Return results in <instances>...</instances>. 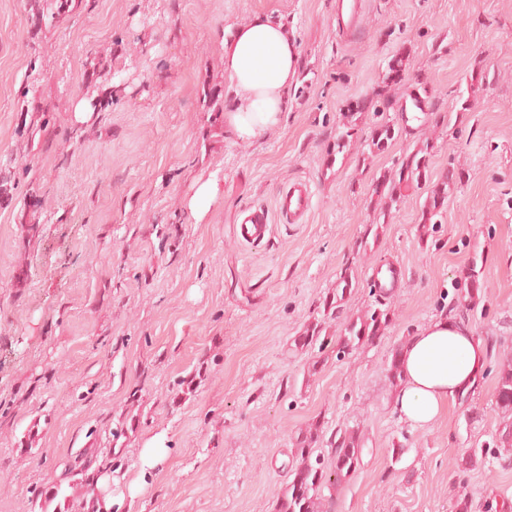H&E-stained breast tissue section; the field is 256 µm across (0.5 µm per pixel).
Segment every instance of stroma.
Returning a JSON list of instances; mask_svg holds the SVG:
<instances>
[{
	"label": "stroma",
	"mask_w": 512,
	"mask_h": 512,
	"mask_svg": "<svg viewBox=\"0 0 512 512\" xmlns=\"http://www.w3.org/2000/svg\"><path fill=\"white\" fill-rule=\"evenodd\" d=\"M259 12L293 29L300 69L281 124L243 142L201 93L224 91L223 29ZM335 14L336 0H91L49 27L30 0H0V512H35L34 489L58 483L85 495L57 497L55 512L106 496L111 512H276L315 421L323 454L337 431L363 438L333 512H456L463 496L470 512H512V447L496 445L512 350V0H367L349 40ZM402 47L398 94L426 92L432 113L371 158L363 141L401 115L362 113L326 167L348 106L376 96ZM26 97L50 114L22 111ZM426 139V179L375 223V179ZM450 169L461 178L443 219L422 225ZM211 172L223 192L198 224L187 200ZM293 179L313 191L307 223L239 242L243 211L273 209ZM384 266L399 276L388 293ZM472 268L484 290L468 309ZM344 274L343 316L384 303V336L341 358L293 350ZM442 314L465 316L487 366L418 429L394 411L388 369ZM188 376L194 392L177 394ZM468 448L484 452L472 470ZM497 405L512 417V357L508 354L497 376Z\"/></svg>",
	"instance_id": "stroma-1"
}]
</instances>
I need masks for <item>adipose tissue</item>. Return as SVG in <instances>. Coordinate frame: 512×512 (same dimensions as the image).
Instances as JSON below:
<instances>
[{
  "instance_id": "adipose-tissue-1",
  "label": "adipose tissue",
  "mask_w": 512,
  "mask_h": 512,
  "mask_svg": "<svg viewBox=\"0 0 512 512\" xmlns=\"http://www.w3.org/2000/svg\"><path fill=\"white\" fill-rule=\"evenodd\" d=\"M227 102L224 122L234 135L254 141L277 128L290 105L300 48L287 23L253 14L223 33ZM487 347L463 318L442 315L397 350L400 381L394 409L416 428L433 425L441 411L468 393L486 368Z\"/></svg>"
}]
</instances>
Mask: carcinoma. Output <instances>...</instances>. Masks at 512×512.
Returning a JSON list of instances; mask_svg holds the SVG:
<instances>
[{"mask_svg": "<svg viewBox=\"0 0 512 512\" xmlns=\"http://www.w3.org/2000/svg\"><path fill=\"white\" fill-rule=\"evenodd\" d=\"M83 0H34L37 14L50 18L54 26L64 20ZM409 62L406 52H398L388 60L383 77V90L400 85L405 79ZM400 100L384 94L377 101L360 99L351 104L347 110L343 131L336 137V150L328 153L326 168L333 167L335 153H340L350 145L357 116L364 112L398 111ZM399 136V130L388 122L375 126L369 139L365 140L367 154H381L389 149L392 142ZM429 161V142L425 141L413 152L404 156L396 170L380 173L374 182L378 215L381 220L389 215L393 204L397 203L401 191L413 184H419L425 175ZM459 178L453 170L443 173L438 183L426 198L420 216L422 224H439L443 214L448 185ZM469 302H476L482 295L484 284L479 279L475 268H470L465 277ZM352 290V281L345 275L340 278L336 288L327 296L323 303V320L312 322L303 332L294 337L293 347L296 351L308 350L316 344L324 343L322 338L324 320L340 312L347 293ZM391 324L390 310L382 307H371L361 314L345 319L337 336V353L346 354L354 348L374 341L385 334ZM497 405L506 412L512 413V357L507 355L497 376ZM322 428L316 422L309 424L297 437L295 448L296 465L292 470V478L281 495L278 496L277 512H328V499L323 490L331 489L336 483L354 472L359 464L360 438L355 432H344L331 443L333 464L327 465L316 447L321 441Z\"/></svg>", "mask_w": 512, "mask_h": 512, "instance_id": "1", "label": "carcinoma"}]
</instances>
